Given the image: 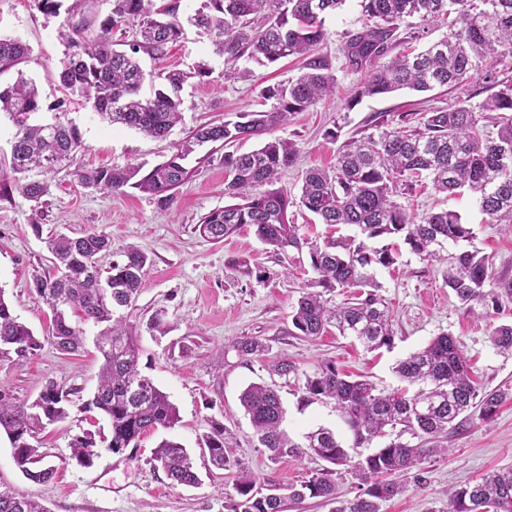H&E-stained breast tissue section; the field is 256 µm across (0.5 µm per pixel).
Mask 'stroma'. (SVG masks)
Returning <instances> with one entry per match:
<instances>
[{
	"label": "stroma",
	"instance_id": "1",
	"mask_svg": "<svg viewBox=\"0 0 512 512\" xmlns=\"http://www.w3.org/2000/svg\"><path fill=\"white\" fill-rule=\"evenodd\" d=\"M363 24L357 0H347L336 14L326 17L320 51L331 62L336 92L268 133L269 138L292 141L299 149L296 163L282 170L277 182L288 195L299 194L307 169L333 167L338 149L349 139L400 127L407 112L461 100L477 107L494 91L489 83L474 78L456 89L399 91L350 104L358 77L343 69L340 49L347 34ZM71 33L67 13L43 14L33 0H0V36L19 39L31 49L19 69L0 74V88L11 85L21 72L36 80L41 94L39 121L58 120L79 129L82 146L76 164L86 169L133 164L150 172L175 153L196 127L260 110L264 86L300 73L296 61L284 59L254 67L252 77L239 78L238 66L225 64L200 30L185 25L183 39L164 61L141 58L146 74L142 96L160 87L162 73L178 70L188 75L180 92V122L165 138L155 139L104 121L91 104L62 88L58 72ZM201 64L210 69L202 79L194 75ZM259 144L253 138L196 149L184 161L190 171L188 181L166 203L133 188L111 194L84 187L67 169L53 174L50 191L40 201L17 190L0 200V294L36 336L47 335L52 318L49 307L30 288L33 274L51 267L48 236L77 237L88 231L109 235L112 251L99 260L104 269L122 260L129 245L151 258L129 323L139 338L142 374L178 410L174 427L143 434L137 447L116 455L97 446L88 467L71 460L70 444L87 431L108 433V422L100 412L74 409L66 420L38 428V447L58 467L54 479L41 485L24 476L1 433L0 476L37 495L49 512H227L235 474L209 470L199 446L215 420L233 432L232 456L252 473L258 486L285 488L310 478L322 468V461L296 456L270 460L253 435L239 396L254 382L273 385L287 411L283 429L290 441H301L304 433L325 427L335 431L344 447H351L352 434L334 405L303 398L305 374L325 359L348 373L369 376L378 389L393 392L402 386L393 371L396 363L445 332L462 341L481 387L512 388V352L496 349L490 340L494 327L512 324V300L502 299L497 307L478 303L470 310L462 308L443 282L444 264L421 258L405 246L394 266L375 271L380 292L393 310L391 348L366 351L354 337L339 335L332 327L318 337L290 335L291 311L314 276L308 251H274L249 226L221 242L204 240L196 230L203 216L230 202L224 194L225 156L251 151ZM397 201L417 215L441 208L456 210L472 225L475 237L468 244L449 245V252L477 249L488 256L496 276L512 278V231L489 223L471 195L448 198L427 187L400 195ZM155 316L161 318L164 331L150 328ZM244 337L266 345L265 354L239 357L232 345ZM283 360L296 366V375L277 374L275 366ZM100 363L94 347L65 354L47 343L27 358L0 357V386L29 403L53 381L85 400L95 390ZM165 439L187 448L200 484L173 485L162 469L154 467L152 453ZM443 444L445 453L423 459L404 476V493L384 502L381 512H441L446 489L512 466V399L491 419L472 416Z\"/></svg>",
	"mask_w": 512,
	"mask_h": 512
}]
</instances>
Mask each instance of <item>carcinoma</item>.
<instances>
[{
  "instance_id": "obj_1",
  "label": "carcinoma",
  "mask_w": 512,
  "mask_h": 512,
  "mask_svg": "<svg viewBox=\"0 0 512 512\" xmlns=\"http://www.w3.org/2000/svg\"><path fill=\"white\" fill-rule=\"evenodd\" d=\"M364 17L361 29L348 33L342 46L345 68L360 75L352 101L408 89L428 92L456 88L480 77L495 82L494 70L512 60V0H358ZM346 0H201L192 26L209 37L215 53L234 64L244 58L259 66L293 57L301 60L302 73L284 83L265 86L261 97L273 101L268 111L243 112L237 120L197 127L181 148L147 175L140 167L74 169L75 177L88 188L121 193L130 186L170 200L171 191L184 185L188 171L182 164L195 145L230 143L261 137L288 122L336 90V76L320 53L325 38L324 15L339 10ZM179 0H112V8L95 31L79 20L72 25L70 51L59 73L61 86L91 103L96 113L112 124H121L152 138H164L180 120L178 97L158 90L145 98L141 89L146 74L136 54L160 60L179 42L184 25ZM443 22L448 33L417 54L394 53L405 42L419 39L416 31L398 37L407 18ZM130 33V52L113 48L112 32ZM30 49L15 38L0 37V72L22 63ZM40 110L36 81L19 75L0 89V112L13 126L10 173L0 175V199L12 189L37 201L50 190L52 174L73 166L81 147L80 134L60 121L35 124ZM496 112V136L483 133L481 113ZM298 155L295 143L271 139L256 150L224 157L228 172L225 194L234 203L205 216L198 225L201 236L221 241L243 226L275 250L302 249L305 239L288 219V209L302 206L330 226L356 229L348 236L329 237L310 248L315 277L306 284L293 307L291 323L298 334L320 336L333 326L341 336H352L368 351L390 347L394 341L392 310L379 294L373 270L396 263L401 240L409 250L426 259L447 263L445 286L461 306L505 296L512 299V279L494 277L487 257L479 251L446 254L448 242L470 241L474 232L453 209L430 212L416 218L392 200L402 186L413 192L422 180L454 197L475 195L491 224H512V83L500 88L480 106V111L461 102L432 107L419 113L410 130H381L353 139L336 154L330 171L312 168L305 172L300 196L270 188L281 171ZM48 249L55 262L51 272L33 275L36 294L50 308L51 328L38 338L13 314L0 291V354L33 356L48 342L73 354L88 343L84 325L98 329L93 337L102 356L98 383L91 399L81 404L85 412L99 411L109 421L103 438L114 454L148 431L170 429L178 412L169 396L138 368V336L124 310L139 295L149 257L134 246L123 250L124 261L101 272L99 259L112 251L109 236L89 231L79 237L51 235ZM342 291L346 299L333 303L328 293ZM78 318L75 323L72 318ZM493 344L512 352V325H501L491 335ZM239 356H259L267 347L245 337L232 345ZM408 385L392 393L379 392L363 375L352 377L327 359L311 374H304L306 401L331 400L359 448L383 437L396 436L375 453L354 461L336 434L328 428L308 432L301 444L286 438L281 429L285 409L276 390L253 383L240 402L249 416L258 444L270 459L283 455H307L326 463L309 480L288 487L276 497L255 491L256 479L230 456L233 433L211 421L204 435L210 464L220 470L237 469L227 512H284L286 501L320 498L335 505L333 512H380L381 503L400 495L405 488L398 477L407 474L427 456L445 448H424L436 443L457 426L456 420L471 409L491 419L499 406L512 397L506 389L480 390L474 370L460 342L447 333L398 361L393 368ZM75 401L71 392L48 383L30 404L16 400L0 386V430L7 435L17 466L35 484L52 480L56 467L32 443L35 429L66 419ZM410 439L402 440L404 435ZM420 443L414 444L412 440ZM94 435L73 439L72 458L89 465L96 456ZM152 461L175 486L199 481L194 461L181 444L163 440L152 452ZM346 466L359 490L342 500L336 484L337 468ZM447 507L439 512H512V467L487 474L474 484L450 488ZM0 512H50L39 499L21 494L0 477Z\"/></svg>"
}]
</instances>
